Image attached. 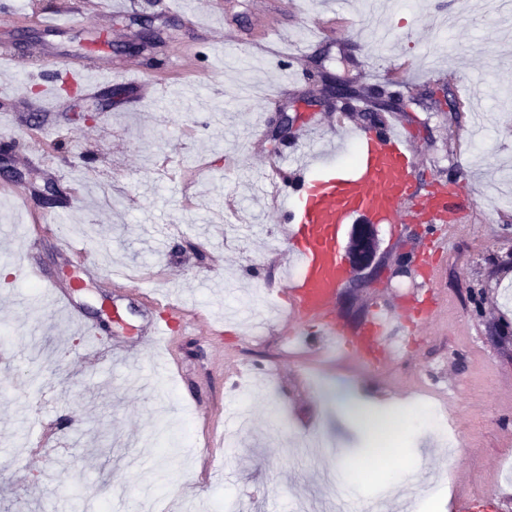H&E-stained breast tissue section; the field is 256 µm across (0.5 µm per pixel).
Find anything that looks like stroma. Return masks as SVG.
Here are the masks:
<instances>
[{"label": "stroma", "instance_id": "stroma-1", "mask_svg": "<svg viewBox=\"0 0 512 512\" xmlns=\"http://www.w3.org/2000/svg\"><path fill=\"white\" fill-rule=\"evenodd\" d=\"M95 0H36L16 6L0 41L19 45L16 70L0 71V133L11 147L8 164L24 177L30 202L10 194L0 176V267L13 270L31 251L62 284L80 274L76 258L59 252L53 224L83 226L77 244L100 274L73 294L96 337L78 334L51 305L46 289L24 278L0 282V512H69L78 500L105 503L110 512H308L314 501L333 503L325 467L343 476L350 458L371 456L364 430L336 414L337 395L372 401L425 400L456 433L455 448L406 420L402 456L389 465L402 476L412 465L437 468L449 500L414 491L409 512H448L462 499L473 512H512V18L495 0H454L460 22L446 29L433 0H373L390 26L387 41L366 31L363 0H217L211 28L200 0H131L128 14L108 25L106 60L132 63L146 83L164 84L162 98L126 109L128 94L104 87L33 120L43 93L41 65L29 53L45 49L70 59L71 79L82 66L85 42L100 19ZM80 4L73 31L49 37L35 12ZM149 15L164 43L130 59L121 45L134 39ZM292 34L296 77L280 81L276 56H247L248 44L273 27ZM181 57L184 68L169 69ZM360 90L377 86L419 94L447 86L448 111L412 107L389 112L416 155L420 188L454 184L466 218L460 229L407 216L376 227L377 276L336 294V320L358 329L377 309L398 311L430 296L431 318L406 324L401 356L372 370L347 350L334 358L306 332L290 347L280 315L288 305L279 280L281 257L271 251L283 229L274 213L245 191L267 159L287 150L268 136L243 140L257 117L274 125L282 106L297 120L315 110L325 135L365 127L364 113L315 107L323 95L319 73ZM54 150L58 175L37 159ZM89 190L63 211L40 204L44 184L60 201L75 181ZM252 211L263 233H242L224 209ZM411 252L413 261L397 259ZM124 270L114 287L109 273ZM157 302L183 300L194 323L177 333V363L166 377L143 385L156 357L141 351L138 366L100 356L115 340L137 343L144 326L140 292ZM114 301L122 325L100 312ZM239 382L243 424L226 421L228 379ZM197 396L184 401L185 393ZM52 443L38 451L40 435Z\"/></svg>", "mask_w": 512, "mask_h": 512}]
</instances>
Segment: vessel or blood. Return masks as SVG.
I'll list each match as a JSON object with an SVG mask.
<instances>
[{"instance_id": "1", "label": "vessel or blood", "mask_w": 512, "mask_h": 512, "mask_svg": "<svg viewBox=\"0 0 512 512\" xmlns=\"http://www.w3.org/2000/svg\"><path fill=\"white\" fill-rule=\"evenodd\" d=\"M77 19L75 11L67 10L36 17L35 23L42 31L58 35L75 29ZM106 40V35H99L87 47L86 63L78 71L86 89L93 91L103 84L140 86L136 68H112L99 63L98 53ZM350 148L355 150L357 161L347 168L337 158ZM263 186L282 200L277 215L286 230L281 252L285 258L289 324H315L328 341L348 340L356 356L373 358L379 366L391 364L398 354L397 315L376 312L350 335L336 323V293L347 277L338 236L350 223H401L402 205L411 200L415 186L414 157L406 139L386 126L358 128L345 137L327 138L313 118L291 150L270 164ZM424 208L434 221L452 224L460 210L457 196L451 191L434 192ZM18 267L22 276L38 280L49 289L52 304L62 309L73 323L84 331H92V324L72 297L73 289L82 287V280H73L71 287H64L45 278L40 266L30 258L20 260ZM170 311L171 319L150 322L147 348L171 347L173 325L189 326L184 308L174 305Z\"/></svg>"}]
</instances>
